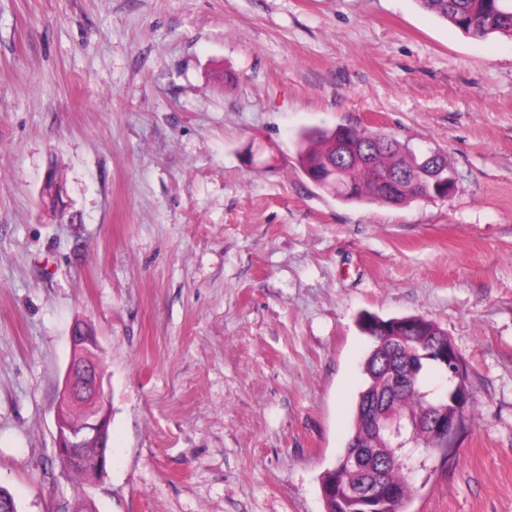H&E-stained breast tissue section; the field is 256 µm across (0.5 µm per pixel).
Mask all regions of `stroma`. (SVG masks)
Wrapping results in <instances>:
<instances>
[{
	"label": "stroma",
	"instance_id": "obj_1",
	"mask_svg": "<svg viewBox=\"0 0 512 512\" xmlns=\"http://www.w3.org/2000/svg\"><path fill=\"white\" fill-rule=\"evenodd\" d=\"M340 125L440 150L452 194H326L296 143ZM364 311L440 325L476 399L447 457L415 450L408 512H512V38L418 0H0V486L18 512H325ZM78 320L112 413L85 480L55 454Z\"/></svg>",
	"mask_w": 512,
	"mask_h": 512
}]
</instances>
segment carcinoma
<instances>
[{
  "instance_id": "obj_1",
  "label": "carcinoma",
  "mask_w": 512,
  "mask_h": 512,
  "mask_svg": "<svg viewBox=\"0 0 512 512\" xmlns=\"http://www.w3.org/2000/svg\"><path fill=\"white\" fill-rule=\"evenodd\" d=\"M423 8L449 22L462 32L485 38L492 34L512 37V0H419ZM318 146L299 145V163L304 175L319 189L345 202H372L401 205L420 199H441L448 195V180L454 173L446 156L434 153L432 160L397 141L393 136L351 126H338L316 133ZM362 332L372 340L364 362V387L353 409L352 429L342 457L349 458L354 446L371 450L363 466L337 461L320 480L325 512H377L376 505L364 500L376 484L392 491L393 512H406L414 495L401 456V449L389 448L374 433L365 410L369 398L382 395L381 411L412 425L411 448H441L446 455L448 439L431 434L429 417L447 404L448 391L456 381L449 380L447 367L434 358L419 363L413 377L389 385L392 373L403 374L409 351L433 348L432 337L440 326L423 317L408 336L407 348H400L378 328L387 321L370 313L358 319Z\"/></svg>"
}]
</instances>
